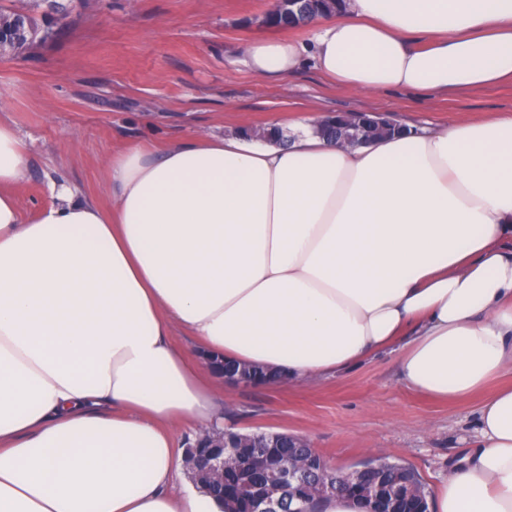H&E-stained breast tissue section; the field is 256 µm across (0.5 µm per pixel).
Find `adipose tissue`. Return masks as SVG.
<instances>
[{
	"label": "adipose tissue",
	"instance_id": "1",
	"mask_svg": "<svg viewBox=\"0 0 512 512\" xmlns=\"http://www.w3.org/2000/svg\"><path fill=\"white\" fill-rule=\"evenodd\" d=\"M309 42L260 40L353 91L512 82V0H349ZM304 115L285 145L201 136L109 164L111 209L65 182L27 216L0 122V512H221L189 490L183 423L224 388L170 340L324 379L396 351L405 385L483 399L433 512H512V115L342 147Z\"/></svg>",
	"mask_w": 512,
	"mask_h": 512
}]
</instances>
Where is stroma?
I'll list each match as a JSON object with an SVG mask.
<instances>
[{
	"label": "stroma",
	"mask_w": 512,
	"mask_h": 512,
	"mask_svg": "<svg viewBox=\"0 0 512 512\" xmlns=\"http://www.w3.org/2000/svg\"><path fill=\"white\" fill-rule=\"evenodd\" d=\"M50 26L53 40L0 53V119L29 157L15 193L30 214L48 203L49 180L112 205L108 167L132 147L158 149L205 134L315 112H381L401 125L444 128L512 114V83L444 96L420 90H346L313 63L282 81L235 63L244 46L290 37L259 22L268 0H0ZM394 353L336 376L277 389L225 386L224 425L306 438L334 467L399 461L434 486L471 448L480 396L425 397L399 379Z\"/></svg>",
	"instance_id": "obj_1"
}]
</instances>
